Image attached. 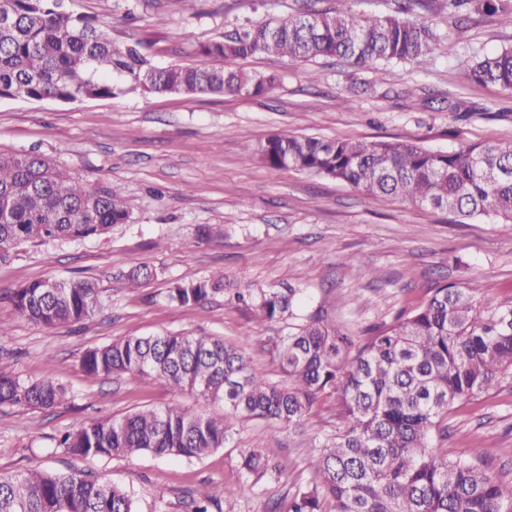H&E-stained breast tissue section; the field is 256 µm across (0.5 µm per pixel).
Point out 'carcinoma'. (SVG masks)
Wrapping results in <instances>:
<instances>
[{
    "label": "carcinoma",
    "instance_id": "1",
    "mask_svg": "<svg viewBox=\"0 0 512 512\" xmlns=\"http://www.w3.org/2000/svg\"><path fill=\"white\" fill-rule=\"evenodd\" d=\"M302 0L298 10L199 45L212 66L160 67L139 41L116 46L108 25L76 14L66 0H0V99L43 98L69 103L120 93L263 97L273 74L232 67L238 60L277 55L297 61L335 59L361 69L380 64L424 66L440 41L419 12L485 14L512 29V0H395L386 15H366L336 0ZM465 84H493L512 95V47L476 56L459 72ZM274 169H294L352 185L375 200L402 199L446 211L465 224L479 216L512 223V140L469 144L452 152L407 141H363L273 134L257 148ZM0 261L25 243L101 237L129 219L121 188L84 186L41 154L0 150ZM145 265L123 274L125 287L150 280ZM226 291L224 274L174 281L166 291L181 306L203 305ZM303 289L244 288L234 292L262 320L298 318ZM17 315L43 328L83 322L100 309L95 284L83 279L37 280L9 293ZM271 353L288 383L257 373L244 347L214 336L165 332L88 347L81 367L91 378L163 379L176 394L222 405L199 411L172 402L79 423L56 440L78 456L151 453L201 460L233 437L242 418L293 425L319 396L340 400L342 427L310 453L320 486L298 490L285 512H512V480H498L482 454L448 456L434 444L448 432L454 403L486 393L512 376V299L494 306L472 283L430 289L427 301L378 327L360 344L319 316L289 326ZM52 381L0 375V405L47 409L67 399ZM242 474L258 483L284 466L254 449L239 453ZM224 501L214 485L190 512ZM0 512H137L126 489L88 474L33 469L0 476Z\"/></svg>",
    "mask_w": 512,
    "mask_h": 512
}]
</instances>
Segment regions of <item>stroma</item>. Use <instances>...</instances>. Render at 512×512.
<instances>
[{"mask_svg":"<svg viewBox=\"0 0 512 512\" xmlns=\"http://www.w3.org/2000/svg\"><path fill=\"white\" fill-rule=\"evenodd\" d=\"M70 7L109 23L115 45L149 44L155 63L167 66L196 62L198 44L247 20L294 13L297 0H199L192 11L180 0H70ZM436 22L443 42L423 70L260 56L240 66L277 75L276 89L263 98L0 99V148L50 157L90 187L117 183L130 212L106 236L23 244L0 262V322L10 327L0 338V374L51 379L68 390L67 400L49 409L0 406V475L79 469L130 491L138 512H188L191 499L214 484L236 499L238 512H266L269 502L320 482L309 452L339 425L332 396L321 397L295 426L243 421L226 447L200 461L149 453L75 458L56 450L55 437L82 421L175 400L198 404L161 379L88 377L80 359L93 344L162 332L218 336L244 343L259 372L284 381L270 346L287 335V321L255 320L250 309L220 294L201 306L177 305L165 297L171 281L217 272L237 288L285 280L304 291L299 316L321 313L356 338L418 308L439 282L480 284L492 304L512 297V223L480 217L453 224L432 209L399 199L379 203L347 183L272 169L253 155L276 133L397 139L442 152L512 139V96L455 77L472 56L512 46V31L478 14L458 20L443 12ZM410 88L412 100L405 95ZM342 97L351 98L350 107L339 105ZM201 224L214 225L218 236L199 240ZM138 264L155 269L156 278L124 288L119 273ZM69 278L100 290L95 316L47 329L16 315L10 290ZM440 445L452 456L482 449L486 469L512 479V381L457 402ZM242 448L281 461L283 473L247 480L237 466Z\"/></svg>","mask_w":512,"mask_h":512,"instance_id":"1","label":"stroma"}]
</instances>
